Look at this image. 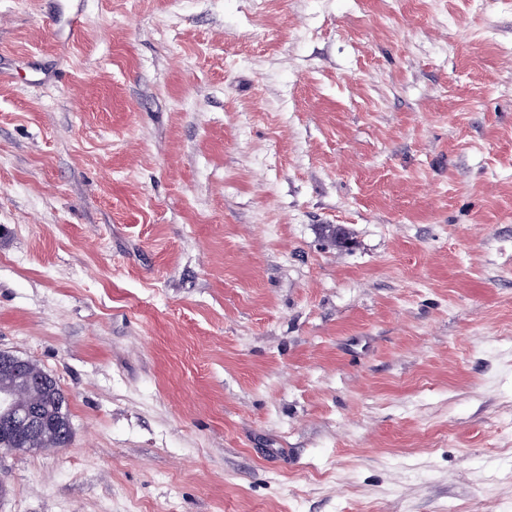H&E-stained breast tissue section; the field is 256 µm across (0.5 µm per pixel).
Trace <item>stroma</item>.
Wrapping results in <instances>:
<instances>
[{"label":"stroma","instance_id":"1","mask_svg":"<svg viewBox=\"0 0 512 512\" xmlns=\"http://www.w3.org/2000/svg\"><path fill=\"white\" fill-rule=\"evenodd\" d=\"M0 71L73 428L0 512H512V0H0Z\"/></svg>","mask_w":512,"mask_h":512}]
</instances>
